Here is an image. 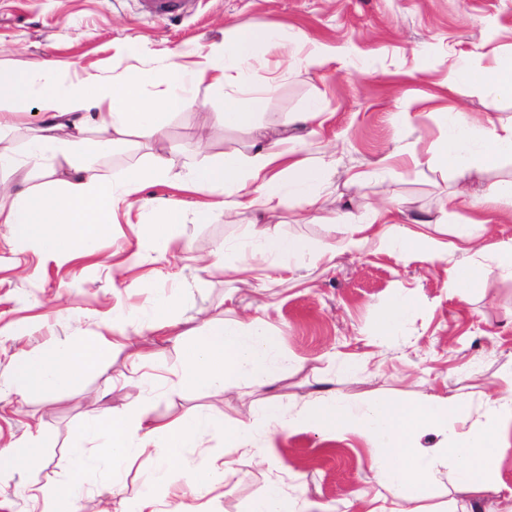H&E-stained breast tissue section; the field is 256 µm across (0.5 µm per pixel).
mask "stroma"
I'll return each mask as SVG.
<instances>
[{"label": "stroma", "mask_w": 512, "mask_h": 512, "mask_svg": "<svg viewBox=\"0 0 512 512\" xmlns=\"http://www.w3.org/2000/svg\"><path fill=\"white\" fill-rule=\"evenodd\" d=\"M271 28L275 48H262L249 74L250 87L277 78L278 89L257 121L275 130L289 113L311 98L322 102L325 121L303 134L302 155L336 157V173L323 192L326 207L346 205L364 213L397 205L393 220H440L442 230L471 218L469 209L445 215L442 204L457 182L454 171L430 162L445 115L463 112L482 121L512 122V98L487 84L496 61L512 57V0H194L184 15L155 21L139 0H0V69L20 71L48 61L58 79L92 73L109 80L165 62L174 50L195 66L199 47L230 41L236 29ZM319 42L339 60L316 68L282 66L287 54ZM135 45L132 54L117 53ZM480 50L471 83L449 85L457 58ZM196 106L171 116L156 141L104 148V133L94 132L86 161L110 176L166 152L176 167L214 160L227 153L251 152V134L214 122L198 127V108L221 109L222 94L208 83L194 89ZM417 98L411 119L395 123L405 99ZM37 101H30L13 127L0 131V150L23 153L40 126ZM420 166H413L412 157ZM363 182L351 183L354 173ZM210 219L174 226L185 258H209L220 245L241 240L248 216L223 213L221 194L207 195ZM139 213L119 215L100 238L95 254L59 263L38 248L0 233V448L39 426L43 454L38 461L0 480V512H41L26 498L29 484L65 493L68 481L59 467L78 427L94 408L122 412L127 389L114 378L130 375L131 351L112 350L88 373L81 390L19 400L8 391L14 359L58 342L103 333L114 315L140 316L149 308L148 289H162L193 325L229 312L231 318L260 317L278 334L288 356L282 377L256 391L240 383L224 394L226 422L245 417L260 400L275 395L284 405L299 397L334 394L358 402L391 396L415 401L432 396L470 406V423L483 421L490 401L512 399V276L491 254L452 253L436 264L403 260L397 252L368 248L338 256L334 266L319 264L300 279L276 286L268 297L260 281L232 271L196 272L182 280V261L156 260L140 234ZM270 232L303 240L317 248L340 242L341 224L304 220L284 209ZM140 250L136 266L116 259ZM469 262L477 279L467 288L448 278L449 268ZM398 293L410 295L413 314L392 336L381 337V314ZM210 398L189 391H154L151 416L169 420L191 408H206ZM273 455L259 453L235 464L223 485L199 500L201 512H246L250 500L270 478L282 477L291 504L309 498L328 512H367V495L377 486L371 450L359 437L325 440L312 432L277 437Z\"/></svg>", "instance_id": "35a3bbf8"}]
</instances>
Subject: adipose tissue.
<instances>
[{
	"label": "adipose tissue",
	"mask_w": 512,
	"mask_h": 512,
	"mask_svg": "<svg viewBox=\"0 0 512 512\" xmlns=\"http://www.w3.org/2000/svg\"><path fill=\"white\" fill-rule=\"evenodd\" d=\"M270 40L268 29L242 28L231 42L203 52L196 68L182 64L176 54L159 70L131 71L110 83L90 76L77 86L59 85L44 63L34 64L28 72L0 73V129L11 127L22 106L37 100L43 126L31 151L54 161L53 167L44 169L43 183L34 186L29 173L17 169L11 155L0 152V170L10 169L16 175L15 185L0 186V226H6L12 238L37 246L48 258L65 262L94 253L99 235L115 211L135 207L149 215V222L142 225L143 235L158 259L165 260L182 249L172 229L184 223L186 213L179 199L145 196L148 186L173 185L196 194L220 190L226 197L225 210L259 212L271 220L291 199L304 209L318 207L320 192L330 182L336 161L299 157L295 143L285 135L258 141L248 157L227 153L179 173L174 172L170 157L161 153L115 178L100 175L74 156L75 140L91 125L106 131L116 143L134 132L147 139L162 137L171 115L189 105L188 85L204 80L223 90L225 96L220 112L201 113L200 126L215 119L231 128L252 127L275 87L270 84L261 91L243 92L239 86L257 62L259 47ZM149 85L158 87L157 99L145 96ZM505 156L512 157V123L477 129L459 114H449L432 158L459 178L446 207L466 206L476 210V217L453 225L450 239L442 240L392 223L387 208H375L360 217L340 207L335 221L349 225L350 235L319 252L317 261L330 265L338 253L360 252L372 244L380 250L396 251L403 259L428 264L445 259L451 251H488L499 267L512 275V240L491 246L483 241V228L492 223L502 201L501 192L492 187L475 198L464 182L473 167L495 166ZM306 252L302 242L255 225L235 270L262 272L273 258L279 270L292 273ZM175 311L172 298L159 291L143 319L109 326L107 334L90 340L18 356L13 391L21 396L50 393L74 388L104 361L110 349L131 346L135 337L163 331L185 343L184 361L171 371L170 384L215 400L209 411L192 408L162 421L150 416L145 392L140 389L132 394L124 412L96 415L80 428L62 460L69 482L68 498L62 500L43 489H33V498L44 502L43 512H64L63 502L82 498L87 479L95 472L88 451L101 447L108 448V461L116 476L142 457L154 464L151 484L136 498L120 500L118 512H195L192 501L224 481L232 470L233 457H253L256 437L270 441L296 431L333 440L358 436L368 443L381 488L369 512H423L421 503L431 496L436 476L443 470L452 474L459 489L477 500L501 493L499 457L503 432L512 424V403L491 401L484 421L463 431L457 425L468 414L466 403L448 404L434 398L405 401L373 397L356 405L340 397L323 404L300 399L288 410L277 398L269 397L249 417L228 424L218 403L229 387L244 380L262 389L279 379L282 363L277 338L260 318L248 322L214 319L207 322L205 330H186ZM218 427L224 430L229 455L206 457L203 466L184 473V482L171 501L160 500L155 488L168 483L184 449L202 448L205 437ZM429 432L443 435V443L422 447L419 439Z\"/></svg>",
	"instance_id": "adipose-tissue-1"
}]
</instances>
